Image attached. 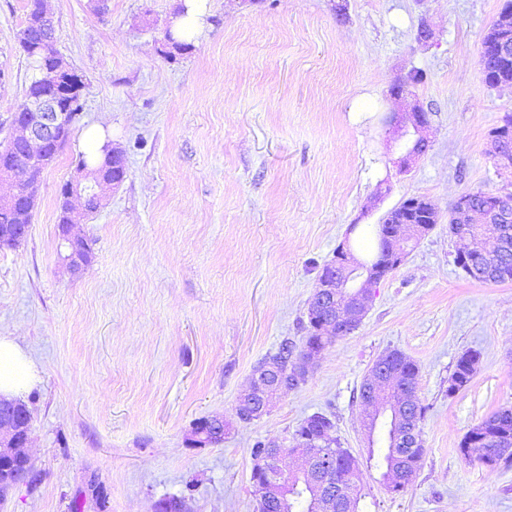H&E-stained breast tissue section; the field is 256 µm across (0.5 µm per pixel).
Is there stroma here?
<instances>
[{
	"instance_id": "1",
	"label": "stroma",
	"mask_w": 512,
	"mask_h": 512,
	"mask_svg": "<svg viewBox=\"0 0 512 512\" xmlns=\"http://www.w3.org/2000/svg\"><path fill=\"white\" fill-rule=\"evenodd\" d=\"M27 0H0V143L35 70L16 42ZM503 0H209L208 25L172 53L164 31L178 0H48L56 49L85 79L77 131L102 126L126 173L72 227L93 257L71 272L58 226L60 189L77 140L43 174L32 224L0 250V334L18 337L40 383L31 414L28 481L0 512H155L169 496L190 512H256L251 446L288 452L300 423L327 414L359 462L360 512H512V462L466 460L465 433L512 406V281L480 283L455 263L448 211L461 194L506 189L491 130L512 113V88L486 86L480 44ZM427 22L433 36L420 42ZM425 75L416 100L393 86ZM420 104L427 152L406 160L393 124ZM412 196L438 210L435 228L373 288L353 333L324 350L306 381L249 424L236 417L255 366L283 339L305 336L317 278L339 243L373 250L383 216ZM357 225L348 234L349 225ZM470 384L448 393L465 350ZM398 350L419 367L424 454L407 491L370 467L380 435L359 387ZM222 442L193 446L202 417ZM480 354L476 350L464 351L456 360L454 370L448 378V393L455 395L465 389L476 373Z\"/></svg>"
}]
</instances>
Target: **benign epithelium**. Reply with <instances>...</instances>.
<instances>
[{
	"instance_id": "obj_1",
	"label": "benign epithelium",
	"mask_w": 512,
	"mask_h": 512,
	"mask_svg": "<svg viewBox=\"0 0 512 512\" xmlns=\"http://www.w3.org/2000/svg\"><path fill=\"white\" fill-rule=\"evenodd\" d=\"M499 30L502 36L480 47L491 55H498L506 63H512V54L506 51L507 32L512 31V9L503 11L498 17ZM70 65L62 62V68L45 69L41 78L34 81L42 91L28 95L24 105V115L12 118L11 126L17 134L8 139L5 145L0 146V182L8 180L12 191L0 195V202H13L19 194L29 199L36 198L40 181L23 173L12 161L11 154L16 144L26 147L32 157H37L45 144L54 139L66 142L70 137L71 123L67 108L75 106L81 100L85 88L83 78H75L68 71ZM404 126L413 130L414 144L407 152L406 157L419 156L427 150L428 142L423 137V129L428 124V113L418 104L412 111L402 118ZM494 165L499 177H512V151L506 150L499 144H494ZM123 177L112 179V183L97 179L91 172L81 167L78 176L65 184L64 195L66 199L79 197L83 202H93L101 206L103 194L110 185L118 184ZM408 205L425 209L428 221L420 224L399 221L397 224H380L384 239L390 242V247L384 250L372 265H365L356 260L347 244H342L336 251V274L325 277L317 282L309 304V314L316 316L323 309H328L336 299V295L343 294L354 299V308L350 311L336 310V314L321 320L323 335L332 338H342L354 332L361 324L367 308V289L378 284L387 275L384 270L385 262L396 267L401 264L406 254L409 242L418 239L432 230L438 222V211L429 200L422 196L412 198ZM453 214L470 224H484L487 216H493L501 224L512 223V193L490 192L483 200L478 201L471 194L459 196L453 203ZM63 240L68 244V254L65 259L70 268L77 271L84 265L82 250L88 248V243L81 237H72L68 233L69 225H61ZM29 225L8 224L0 230V246L11 247L22 242L28 235ZM453 236L464 242L463 248L458 250V263H466L467 268H487L485 253L469 242L468 231L465 226L454 230ZM317 353L299 348L291 356L295 364V374L289 376L280 368H270L265 364L259 365L253 375V385L249 392L244 394L245 409L238 414L243 423H249L259 418L269 410L274 400L288 391L297 388L301 371L309 370ZM368 382L367 394L370 400L362 404L371 408L367 423H375L380 417L389 413L381 406L375 396L386 386H398L399 391L409 398L412 396L411 386L403 381L400 375L377 361L366 375ZM20 403L0 398V497H6L8 491L15 485L26 481L31 475L30 458L24 448L28 444L30 430H22V426H31V417L18 411ZM206 421L198 422L191 429L190 440L193 445L202 447L214 444L216 440L204 430ZM288 449L273 443L270 445V454L258 461L253 473L254 496L259 512H284L287 503V494L279 480L283 473L281 460ZM300 458L307 460L303 464L301 474L309 478L310 473L326 474L328 478L321 482L324 487L330 486L329 478L336 477L335 454L324 448H298L295 450Z\"/></svg>"
}]
</instances>
